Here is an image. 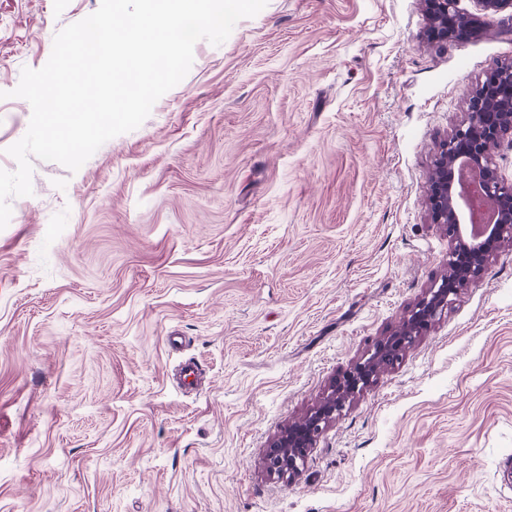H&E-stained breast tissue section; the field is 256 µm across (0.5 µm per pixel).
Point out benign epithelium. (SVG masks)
<instances>
[{
  "label": "benign epithelium",
  "mask_w": 512,
  "mask_h": 512,
  "mask_svg": "<svg viewBox=\"0 0 512 512\" xmlns=\"http://www.w3.org/2000/svg\"><path fill=\"white\" fill-rule=\"evenodd\" d=\"M430 19L428 37L437 43L461 39L471 30V21L455 8L456 0H425ZM512 133V62L496 65L468 100L464 119L448 135L435 158L431 172L428 207L434 223L448 235V268L425 289L410 313L390 335L376 342L304 418L274 436L264 459L269 473L278 476L300 470L319 434L336 419L346 403L373 382L377 372L396 363L411 345L447 308L451 295L479 277L503 243L512 239V182L504 180L491 161L487 143H502ZM481 170L475 198L496 200L498 218L477 238L468 235L473 205L460 206L454 197L455 169L459 161Z\"/></svg>",
  "instance_id": "7a95c632"
}]
</instances>
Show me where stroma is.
Returning a JSON list of instances; mask_svg holds the SVG:
<instances>
[{
    "instance_id": "obj_1",
    "label": "stroma",
    "mask_w": 512,
    "mask_h": 512,
    "mask_svg": "<svg viewBox=\"0 0 512 512\" xmlns=\"http://www.w3.org/2000/svg\"><path fill=\"white\" fill-rule=\"evenodd\" d=\"M100 0H0L12 97ZM428 41L423 0H268L78 171L33 159L0 230V512H512V244L319 435L268 442L448 260L433 160L512 12ZM199 367L193 392L184 362Z\"/></svg>"
}]
</instances>
